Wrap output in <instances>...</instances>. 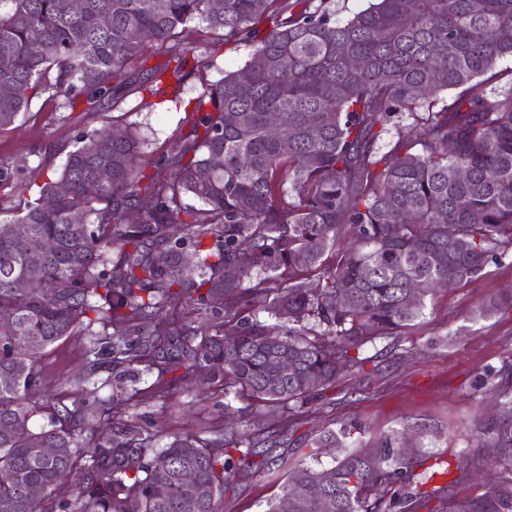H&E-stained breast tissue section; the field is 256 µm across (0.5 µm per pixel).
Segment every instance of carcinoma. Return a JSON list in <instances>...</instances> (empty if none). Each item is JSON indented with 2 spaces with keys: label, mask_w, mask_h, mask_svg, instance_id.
I'll return each mask as SVG.
<instances>
[{
  "label": "carcinoma",
  "mask_w": 512,
  "mask_h": 512,
  "mask_svg": "<svg viewBox=\"0 0 512 512\" xmlns=\"http://www.w3.org/2000/svg\"><path fill=\"white\" fill-rule=\"evenodd\" d=\"M270 2L84 0L72 12L66 0H0V84L23 88L0 95V131L40 91L71 111L111 107L143 45L191 21L251 47L244 66L202 87L189 134L167 155L143 160L130 128L83 133L36 191L18 186L30 199L0 220V500L11 512H222L224 494L271 471L287 442L279 418L149 448L100 401L46 389L59 342L88 339L78 386L103 367L119 382L143 364L161 397L191 378L222 381L224 395L276 416L362 365L353 351L411 326L441 281L467 284L512 253V86H493L512 57V0H371L345 20L281 0L261 30ZM192 52L169 46L146 90L178 95ZM271 113L283 134L270 132ZM29 280L39 287H22ZM187 299L190 321L176 316ZM272 355L292 362L288 376L270 373ZM497 397L488 438L509 468L478 498L424 490L415 468L429 457L412 462L387 438L332 467L299 464L265 512H419L434 499L440 512H512L509 382ZM350 435L315 443L343 448ZM187 469L208 495L182 484Z\"/></svg>",
  "instance_id": "obj_1"
}]
</instances>
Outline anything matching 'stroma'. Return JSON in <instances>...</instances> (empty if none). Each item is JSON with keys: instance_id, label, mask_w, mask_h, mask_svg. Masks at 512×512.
<instances>
[{"instance_id": "stroma-1", "label": "stroma", "mask_w": 512, "mask_h": 512, "mask_svg": "<svg viewBox=\"0 0 512 512\" xmlns=\"http://www.w3.org/2000/svg\"><path fill=\"white\" fill-rule=\"evenodd\" d=\"M178 38L194 49L179 102L140 87L142 70L163 66L169 59L164 46L150 43L129 64L130 82L109 111L71 112L63 109L61 98L45 91L9 129L0 131V166L9 174L0 182V218H11L22 206L17 183H39L46 177L43 153L53 151L52 163L60 165V148L70 145L79 132L106 124L130 127L143 139L149 160L166 154L189 133L190 101L201 85L242 67L250 48L231 41L218 51L204 50L210 35L195 21L187 23ZM509 294L512 258L488 263L472 282L435 291L425 302L423 317L403 335L364 345V366L341 375L335 386L303 407L290 441L278 450V466L227 492L223 512H264L267 501L280 493L287 473L308 460L313 439L349 424L356 427L351 443L359 449L378 448L390 436H411L412 454L425 452L448 463L447 473L435 475L432 485L450 486L459 501L483 495L487 486L477 475L497 465L484 430L500 415L492 397L495 374L512 368V309L483 319L477 312L490 299ZM87 349L83 336L60 343L45 361L48 386L76 393L72 380L87 363ZM155 380V373L142 371L135 394L113 416L114 421L142 426L149 447H161L174 433L207 438L212 427L235 412L242 413L254 431L270 420L265 407L243 398L225 399L222 386L184 382L159 398L152 392Z\"/></svg>"}]
</instances>
